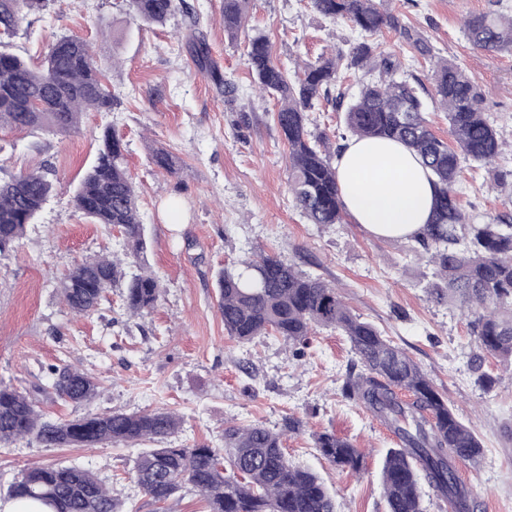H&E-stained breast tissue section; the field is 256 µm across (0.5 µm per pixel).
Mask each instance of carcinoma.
<instances>
[{"label": "carcinoma", "instance_id": "carcinoma-1", "mask_svg": "<svg viewBox=\"0 0 512 512\" xmlns=\"http://www.w3.org/2000/svg\"><path fill=\"white\" fill-rule=\"evenodd\" d=\"M49 0H0V127L70 136L79 131L85 112H110L118 100L82 38L61 34L47 47L40 65L5 50L29 23L46 10ZM129 12L146 25L164 23L186 10L185 0H125ZM250 0H224V33L235 37ZM325 18L343 19L360 39L347 54L336 52L304 63L290 77L272 57L265 36L249 40L248 66L258 87L278 98L276 125L288 143V183L293 202L311 224L343 223L332 148L309 129L310 112L329 98L340 72L370 76L345 111V124L359 138L388 139L417 153L431 171L436 189L431 220L417 242L432 250L429 263L436 281L432 293L456 302L470 317L481 352L512 365V224H470L459 204L456 184L461 162L493 164L503 142L482 110V91L455 63L440 59L433 74V98L448 114L450 140L429 126L416 88L396 81L397 57L377 51L373 37L384 28L399 33L420 54L426 44L413 38L387 0H310ZM471 43L487 52H512V19L481 13L464 22ZM151 163L177 172L173 156L150 150ZM52 192L47 176L29 172L0 181V250L26 236ZM76 210L92 224L120 233V251L135 260L147 251L136 189L126 171L125 147L104 130L96 158L74 194ZM125 276L121 259L102 254L76 263L57 290L69 312L97 311L103 295ZM219 311L227 334L242 343L274 332L284 342L306 343L313 327L331 328L347 337L360 371L350 368L342 396L368 410L399 440L389 449L381 471L388 512H424L420 480L452 512H470L471 493L459 481L455 464L478 463L482 446L435 388L426 372L372 323L352 313L336 287L275 256L245 259L239 268L217 275ZM163 294L156 274L138 266L122 293L126 312L137 317L153 311ZM46 386L79 406L90 405L100 392L98 380L72 364L50 365ZM408 399H402V396ZM182 426L170 410L87 413L72 420L46 417L26 391L0 387V444L34 439L46 448L132 447L149 440L134 460V482L155 504L177 502L190 487L206 499L209 512H336V502L319 476L289 461L283 432L264 425L229 426L224 451L206 444L177 448L169 444ZM316 447L331 463L361 468V453L350 440L331 432L316 435ZM7 499L33 502L46 512H137L125 510L89 467L49 463L27 468L7 490Z\"/></svg>", "mask_w": 512, "mask_h": 512}]
</instances>
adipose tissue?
I'll return each instance as SVG.
<instances>
[{"label": "adipose tissue", "instance_id": "1", "mask_svg": "<svg viewBox=\"0 0 512 512\" xmlns=\"http://www.w3.org/2000/svg\"><path fill=\"white\" fill-rule=\"evenodd\" d=\"M345 210L380 239L419 235L432 210L430 173L403 144L353 139L336 159Z\"/></svg>", "mask_w": 512, "mask_h": 512}]
</instances>
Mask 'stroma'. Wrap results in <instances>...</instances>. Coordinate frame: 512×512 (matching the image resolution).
Listing matches in <instances>:
<instances>
[{
	"mask_svg": "<svg viewBox=\"0 0 512 512\" xmlns=\"http://www.w3.org/2000/svg\"><path fill=\"white\" fill-rule=\"evenodd\" d=\"M186 2L200 16L209 59L231 79L232 91L220 92L199 70L183 15L143 28L124 0H50L13 41L14 53L34 60L60 34L93 41L121 105L84 113L80 132L69 137L0 127V179L39 169L54 185L21 246L0 252V386L33 392L42 367L70 363L97 377L102 391L86 409L53 393L41 396L48 416L167 408L183 418L177 442L184 446L220 448L225 427L277 430L293 417L302 427L286 438L288 458L322 477L338 512H386L380 469L398 440L342 398L346 372L357 361L346 336L314 330L297 359L280 337L241 343L224 330L217 271L251 252L277 255L334 283L355 314L422 367L479 435L482 457L474 466L457 465L460 481L482 512H512V369L485 356L482 369L497 383L489 393L477 385L475 338L454 306L430 297L433 267L418 242L377 239L349 220L307 223L288 192V144L273 120L278 103L255 88L248 42L265 35L275 62L291 71L301 58L349 52L350 24L324 18L308 0H252L244 27L231 38L221 23L222 0ZM390 8L430 49L425 57L392 30L377 34L379 51L402 61L398 78L427 84L432 56L458 64L482 89V108L504 143L499 168H512V53L473 47L462 24L486 11L510 18L512 0H391ZM107 128L125 144L149 237L145 263L165 288L157 308L140 318L127 315L118 286L89 316L67 312L57 291L77 261L116 248L118 232L90 223L73 205ZM153 148L176 156V175L150 163ZM457 189L469 223H512V191L496 185L487 168L462 162ZM322 432L359 448L362 470L328 463L314 446ZM138 453L135 446L2 444L0 491L30 465L72 463L91 467L139 512H159L134 482Z\"/></svg>",
	"mask_w": 512,
	"mask_h": 512,
	"instance_id": "stroma-1",
	"label": "stroma"
}]
</instances>
